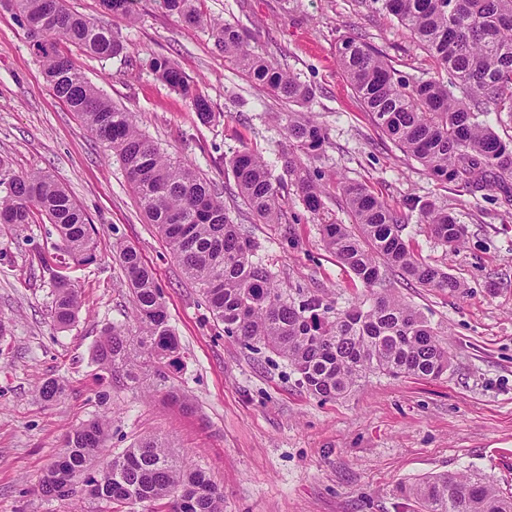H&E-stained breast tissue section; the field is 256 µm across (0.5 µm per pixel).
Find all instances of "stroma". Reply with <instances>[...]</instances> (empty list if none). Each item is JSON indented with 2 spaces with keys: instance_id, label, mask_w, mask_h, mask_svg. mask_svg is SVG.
I'll return each instance as SVG.
<instances>
[{
  "instance_id": "1",
  "label": "stroma",
  "mask_w": 512,
  "mask_h": 512,
  "mask_svg": "<svg viewBox=\"0 0 512 512\" xmlns=\"http://www.w3.org/2000/svg\"><path fill=\"white\" fill-rule=\"evenodd\" d=\"M127 44L111 59L67 46L73 64L113 104L132 112L161 149L191 164L222 196L231 220L255 244L254 259L280 288L314 293L335 310L367 290L325 248L319 223L293 185L280 190L281 223H260L236 196L225 160L248 148L281 176L292 149L291 104L255 85L225 59L207 28L164 13L157 0H133L130 16L100 0H66ZM210 19L237 24L251 47L268 53L313 93L303 115L326 128L311 162L324 189L321 221L350 223L341 185H367L408 213L403 237L421 259L457 277L456 295L387 271L384 287L417 309L448 345L441 376L372 374L348 395L317 397L288 361L225 335L198 288L185 278L155 225L146 222L112 149L48 89L33 38L0 0V163L51 173L94 225L96 258L75 264L58 249L55 225L0 227V512H110L109 502L51 499L41 478L65 436L99 416L111 421L108 446L121 453L144 436L175 441L180 459L205 468L224 489V512H419L403 488L440 473L476 474L512 490V177L474 192L428 176L376 128L336 60L339 36L357 33L410 78L436 73L434 59L396 18L355 0H200ZM169 56L197 81L216 118L200 122L178 92L148 67ZM453 212L467 230L453 249L420 224L415 201ZM132 246L154 273L179 340L169 373L191 409L139 383L111 378L95 360L104 329L131 321L124 273L112 245ZM78 289L76 320H53L57 277ZM63 380L64 394L40 400V385Z\"/></svg>"
}]
</instances>
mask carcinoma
Listing matches in <instances>:
<instances>
[{
    "label": "carcinoma",
    "mask_w": 512,
    "mask_h": 512,
    "mask_svg": "<svg viewBox=\"0 0 512 512\" xmlns=\"http://www.w3.org/2000/svg\"><path fill=\"white\" fill-rule=\"evenodd\" d=\"M406 27L447 78L416 82L394 68L358 35L338 39L339 65L373 123L418 161L442 185L478 186L512 176V137L504 139L481 117L512 114V0H361ZM23 26L35 37L34 53L54 95L79 113L92 135L107 143L121 161L148 222L154 224L197 284L224 333L249 346L263 345L287 359L308 391L336 399L372 372L393 377L436 378L448 369V349L438 332L382 282V269L450 294L460 282L447 271L417 258L402 236L408 218L364 184L348 182L342 194L357 231L346 224H322L326 248L370 291V298L329 317L323 299L291 298L270 271L253 260V242L230 219L223 199L189 164L162 152L137 127L133 116L112 105L78 72L61 49L68 43L100 57L123 54L124 45L104 27L70 11L65 0H9ZM160 8L182 22L208 25L224 56L251 80L295 104L310 101L312 90L281 65L242 40L231 23L212 22L195 0H159ZM150 71L190 102L199 119L216 115L194 80L168 56L149 60ZM462 90L457 97L453 89ZM288 138L296 151L284 172L307 211L324 208L319 175L303 157L319 155L328 140L319 124L288 116ZM238 195L264 224L280 220L279 187L269 165L257 154L230 156ZM421 223L444 245L459 246L465 228L445 209L423 204ZM45 218L59 231L64 252L76 262L95 257V228L66 189L46 171L15 173L0 164V224L23 226ZM125 286L133 300V324L106 328L96 361L114 376L139 383L143 369H154L155 387L182 399L165 368L178 341L154 274L137 252L113 245ZM79 291L67 280L55 283L53 318L60 326L75 321ZM64 385L45 381L39 397L51 403ZM110 420L98 417L74 428L64 449L47 468L40 490L48 497L77 494L120 507L165 502L167 512H224V493L202 468H188L161 437L137 440L119 456L107 448ZM421 512H512L509 493L478 476L446 473L404 488Z\"/></svg>",
    "instance_id": "obj_1"
}]
</instances>
